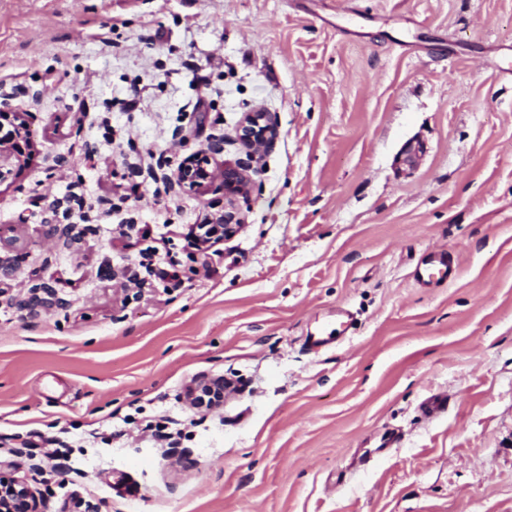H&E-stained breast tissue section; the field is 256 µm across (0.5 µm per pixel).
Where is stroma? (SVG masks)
Returning <instances> with one entry per match:
<instances>
[{"label":"stroma","instance_id":"1","mask_svg":"<svg viewBox=\"0 0 512 512\" xmlns=\"http://www.w3.org/2000/svg\"><path fill=\"white\" fill-rule=\"evenodd\" d=\"M508 68L512 0H0V87L29 88L13 105L36 144L0 188L10 475L44 512H512ZM258 108L278 135L244 225L197 252L224 188L170 174L215 135L244 158ZM56 199L69 233L42 222ZM434 247L457 278L423 288L409 272ZM155 249L181 286L150 276ZM43 282L65 308L18 310ZM339 305L349 342L308 352ZM218 377L236 393L193 407L188 386ZM164 419L184 462L145 429Z\"/></svg>","mask_w":512,"mask_h":512}]
</instances>
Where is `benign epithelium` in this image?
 Wrapping results in <instances>:
<instances>
[{"label": "benign epithelium", "instance_id": "7a95c632", "mask_svg": "<svg viewBox=\"0 0 512 512\" xmlns=\"http://www.w3.org/2000/svg\"><path fill=\"white\" fill-rule=\"evenodd\" d=\"M239 141L247 152L248 162L226 163L219 166L216 156L224 153V137H212L206 148L190 158L177 172L176 182L190 190H203L221 181L225 193L224 211L208 214L212 235L197 239L198 250L204 251L219 239L235 235L243 226L240 200L251 193L254 164L274 146L277 129L270 113L248 112L239 125ZM32 143L27 124L20 113L0 104V185L15 179L27 166ZM21 309L34 313L40 309L61 307L63 301L47 284L29 290V296L19 302ZM34 490L23 480H0V512H43Z\"/></svg>", "mask_w": 512, "mask_h": 512}]
</instances>
